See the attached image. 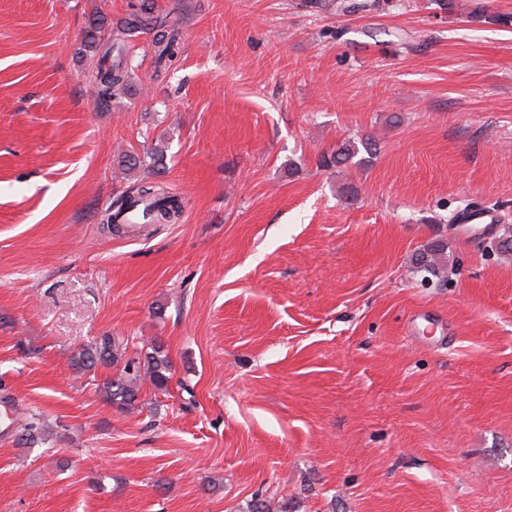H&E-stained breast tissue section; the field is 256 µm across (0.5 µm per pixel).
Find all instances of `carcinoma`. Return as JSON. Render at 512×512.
I'll return each instance as SVG.
<instances>
[{
    "label": "carcinoma",
    "instance_id": "obj_1",
    "mask_svg": "<svg viewBox=\"0 0 512 512\" xmlns=\"http://www.w3.org/2000/svg\"><path fill=\"white\" fill-rule=\"evenodd\" d=\"M305 6L319 12L344 14L355 8L350 0H304ZM154 7L150 0H142L136 12L132 13L122 24L123 30L132 32L151 27L156 31L154 45L157 63L173 61L180 53L181 33L174 22L153 15ZM103 23L93 19L89 22L84 47L98 50L103 44L101 32ZM133 68L123 56H117L109 66L99 65L88 72V77L97 85L98 95L104 102L117 101L128 94L132 83ZM377 141L372 137L359 140L349 139L337 146L336 150L321 156L322 167H338L362 164L358 156L365 153L374 154ZM164 159L161 148H152L144 155L123 152L120 165L123 170L131 172L140 168L160 170ZM143 206L142 213L147 224H174L183 213L182 198L170 191L163 183L149 182L136 187L132 193L118 199L113 208L106 211L100 219L102 224H123L124 214L132 204ZM444 247L433 245L425 249L417 259L420 270L433 277H440L447 269V262L438 260ZM127 347L119 340L104 334L81 346L71 358L74 372L80 376L87 374L98 366L112 368L123 365L121 372L108 377L99 386V392L107 404L119 411H127L136 406L141 388L148 383L155 389L165 391L172 379V365L163 346L157 342L151 345V351L135 357H126ZM8 431L17 436L25 445H34L44 440L45 429L40 419L33 415L22 419L15 418L8 426Z\"/></svg>",
    "mask_w": 512,
    "mask_h": 512
}]
</instances>
